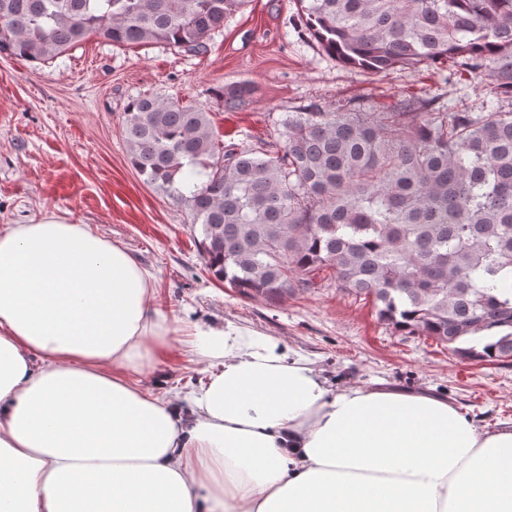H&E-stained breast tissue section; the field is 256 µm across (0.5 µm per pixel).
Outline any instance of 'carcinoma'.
<instances>
[{"mask_svg":"<svg viewBox=\"0 0 512 512\" xmlns=\"http://www.w3.org/2000/svg\"><path fill=\"white\" fill-rule=\"evenodd\" d=\"M327 55L373 73L448 68L494 100L446 112L410 95L373 112L317 102L261 146L210 114L131 98L121 136L146 184L201 225L211 276L279 300L325 281L384 324L463 357L512 359V0H297ZM247 0H0V55L47 63L91 37L202 54ZM250 81L217 90L248 106Z\"/></svg>","mask_w":512,"mask_h":512,"instance_id":"obj_1","label":"carcinoma"}]
</instances>
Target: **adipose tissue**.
<instances>
[{
	"instance_id": "ef3b65f1",
	"label": "adipose tissue",
	"mask_w": 512,
	"mask_h": 512,
	"mask_svg": "<svg viewBox=\"0 0 512 512\" xmlns=\"http://www.w3.org/2000/svg\"><path fill=\"white\" fill-rule=\"evenodd\" d=\"M171 331L155 277L55 214L0 232V512H512V427L427 393L328 386L195 326L177 403L134 382Z\"/></svg>"
}]
</instances>
